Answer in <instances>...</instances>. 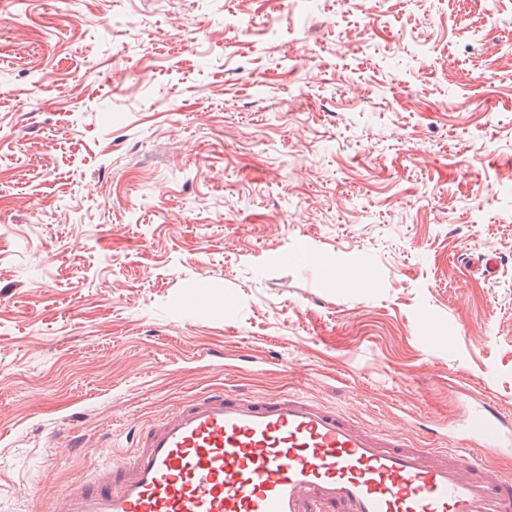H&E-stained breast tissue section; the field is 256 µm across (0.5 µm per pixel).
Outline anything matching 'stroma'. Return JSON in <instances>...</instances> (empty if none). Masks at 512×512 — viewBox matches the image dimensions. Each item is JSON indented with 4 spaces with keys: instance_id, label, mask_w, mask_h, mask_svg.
Segmentation results:
<instances>
[{
    "instance_id": "35a3bbf8",
    "label": "stroma",
    "mask_w": 512,
    "mask_h": 512,
    "mask_svg": "<svg viewBox=\"0 0 512 512\" xmlns=\"http://www.w3.org/2000/svg\"><path fill=\"white\" fill-rule=\"evenodd\" d=\"M496 9L0 0V512H51L206 388L429 448L475 396L512 412Z\"/></svg>"
}]
</instances>
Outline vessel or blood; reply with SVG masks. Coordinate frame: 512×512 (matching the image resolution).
<instances>
[{"label":"vessel or blood","instance_id":"vessel-or-blood-1","mask_svg":"<svg viewBox=\"0 0 512 512\" xmlns=\"http://www.w3.org/2000/svg\"><path fill=\"white\" fill-rule=\"evenodd\" d=\"M511 434L512 417L481 399L464 441L492 453ZM128 442L53 512H512V479L297 392L211 388Z\"/></svg>","mask_w":512,"mask_h":512}]
</instances>
